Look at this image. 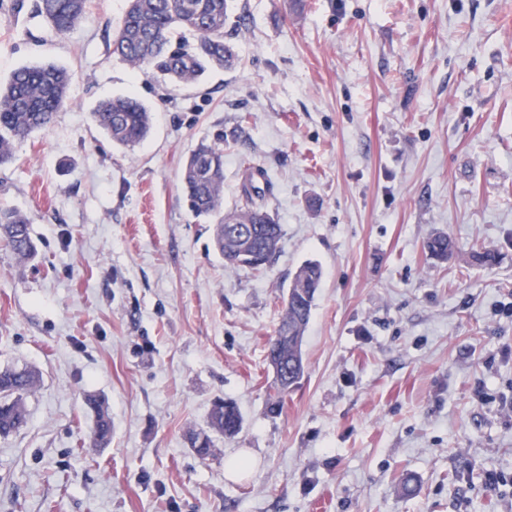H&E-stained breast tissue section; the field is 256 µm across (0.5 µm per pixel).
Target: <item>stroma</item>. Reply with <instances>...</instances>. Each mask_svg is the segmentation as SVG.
Masks as SVG:
<instances>
[{
    "label": "stroma",
    "mask_w": 512,
    "mask_h": 512,
    "mask_svg": "<svg viewBox=\"0 0 512 512\" xmlns=\"http://www.w3.org/2000/svg\"><path fill=\"white\" fill-rule=\"evenodd\" d=\"M32 6L0 0V81L51 62L72 102L0 166L38 249H0V367L42 374L0 437V512H512L484 485L512 475V0H228L234 65L181 85L113 55L126 0L62 36ZM127 94L153 116L132 149L92 121ZM219 136L225 208L248 168L269 182L267 269L226 267L188 208ZM308 260L305 372L274 412L267 342ZM220 400L242 430L198 456ZM91 408L95 412L94 426L90 433V443L95 447L106 446L112 437V420L104 403L100 400L90 402Z\"/></svg>",
    "instance_id": "35a3bbf8"
}]
</instances>
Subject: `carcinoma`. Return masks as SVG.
<instances>
[{"label": "carcinoma", "instance_id": "obj_1", "mask_svg": "<svg viewBox=\"0 0 512 512\" xmlns=\"http://www.w3.org/2000/svg\"><path fill=\"white\" fill-rule=\"evenodd\" d=\"M88 0H36L35 13L53 34H67L87 18ZM227 0H127L121 23L112 39V54L136 69H149L163 80L188 83L209 68L233 64V46L224 39ZM71 74L53 63L15 69L0 83V165L13 159L14 148L32 134L46 129L56 112L71 102ZM94 124L112 143L134 148L151 130L152 115L132 95L113 96L92 112ZM264 176L259 168L246 172L241 197L235 208L220 218L214 228V247L229 268L269 267L279 252L283 227L268 210L266 191L256 185ZM183 190L192 212L207 217L223 207L224 140L202 142L188 157L182 176ZM0 246L16 258H32L36 246L26 218L14 209L0 208ZM430 255L448 258L452 241L446 233L433 235L426 243ZM323 277L316 262H306L295 272L288 288L284 311L267 353L282 366L269 391L271 408L279 406L304 373L302 343L315 296ZM40 382L31 368L0 369V437L19 433L26 426L24 397ZM95 412L90 443L106 446L112 437V420L104 403L90 402ZM242 419L237 408L226 402L211 412L205 440L189 433L188 442L200 456L210 454L213 435L235 437Z\"/></svg>", "mask_w": 512, "mask_h": 512}]
</instances>
